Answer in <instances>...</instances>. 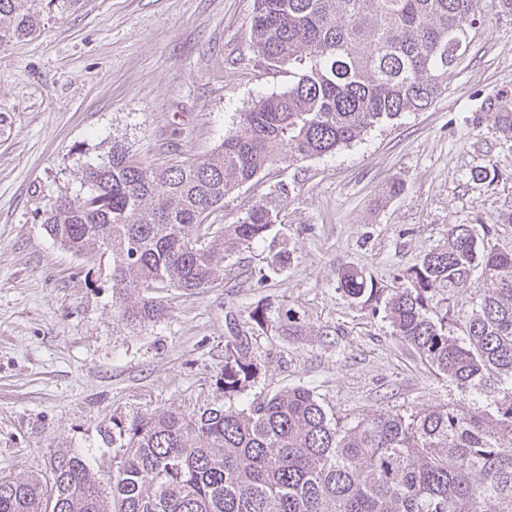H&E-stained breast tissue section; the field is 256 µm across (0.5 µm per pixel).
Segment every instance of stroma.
<instances>
[{"label": "stroma", "mask_w": 512, "mask_h": 512, "mask_svg": "<svg viewBox=\"0 0 512 512\" xmlns=\"http://www.w3.org/2000/svg\"><path fill=\"white\" fill-rule=\"evenodd\" d=\"M252 11L253 0H81L0 50V472L45 475L56 451L72 450L109 480L113 422L223 403L224 346L239 333L260 373L238 406L298 385L348 423L471 406L383 311L339 289L338 272L360 269L391 293L453 224L512 248V133L490 118L493 103L512 104L511 15L482 10L427 110L335 155L273 166L227 198L223 223L265 199L280 222L211 288L161 290L158 322L115 317L111 252L86 260L46 234L44 204L77 193L81 165L112 141L151 163L202 158L257 94L287 87L253 51ZM482 168L495 179L475 180ZM283 246L287 268L267 274ZM259 305L261 327L250 318ZM288 310L304 335H281Z\"/></svg>", "instance_id": "stroma-1"}]
</instances>
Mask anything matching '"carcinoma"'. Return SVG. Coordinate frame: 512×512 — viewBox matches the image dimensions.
Wrapping results in <instances>:
<instances>
[{"label": "carcinoma", "mask_w": 512, "mask_h": 512, "mask_svg": "<svg viewBox=\"0 0 512 512\" xmlns=\"http://www.w3.org/2000/svg\"><path fill=\"white\" fill-rule=\"evenodd\" d=\"M79 0H0V48L35 35L44 7ZM479 0H254V52L287 71L288 88L260 94L210 156L171 164L137 159L114 142L82 167L41 223L80 258L112 252L113 309L135 328L156 322L163 288L195 294L224 279V262L262 240L278 213L254 206L235 224L209 217L278 162L324 157L371 129L420 112L448 88ZM290 251L269 255L274 272ZM488 287L463 317L433 310L442 285ZM353 299L374 294L363 271L338 273ZM394 334L468 395L492 400L489 427L463 407L369 414L346 424L296 386L240 409L166 410L112 426L119 458L102 488L80 453L55 457L48 477H0V512H512V249H488L455 224L398 277L384 302ZM285 336L303 335L290 311ZM259 372L247 338L224 347V398Z\"/></svg>", "instance_id": "1"}]
</instances>
